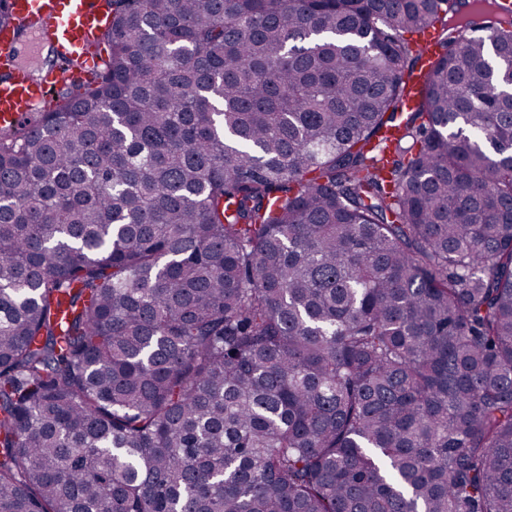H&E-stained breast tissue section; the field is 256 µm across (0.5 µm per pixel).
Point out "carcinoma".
Here are the masks:
<instances>
[{"mask_svg":"<svg viewBox=\"0 0 512 512\" xmlns=\"http://www.w3.org/2000/svg\"><path fill=\"white\" fill-rule=\"evenodd\" d=\"M491 2L108 0L0 132V512H512Z\"/></svg>","mask_w":512,"mask_h":512,"instance_id":"obj_1","label":"carcinoma"}]
</instances>
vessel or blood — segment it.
Segmentation results:
<instances>
[{"instance_id": "obj_1", "label": "vessel or blood", "mask_w": 512, "mask_h": 512, "mask_svg": "<svg viewBox=\"0 0 512 512\" xmlns=\"http://www.w3.org/2000/svg\"><path fill=\"white\" fill-rule=\"evenodd\" d=\"M15 18L37 20L41 26L14 35L0 29V132L10 131L44 111L51 88L58 81V66L78 61L83 70L97 67L89 49L100 38L108 12L107 0H10ZM52 43L58 66L33 79L19 58L29 43Z\"/></svg>"}]
</instances>
